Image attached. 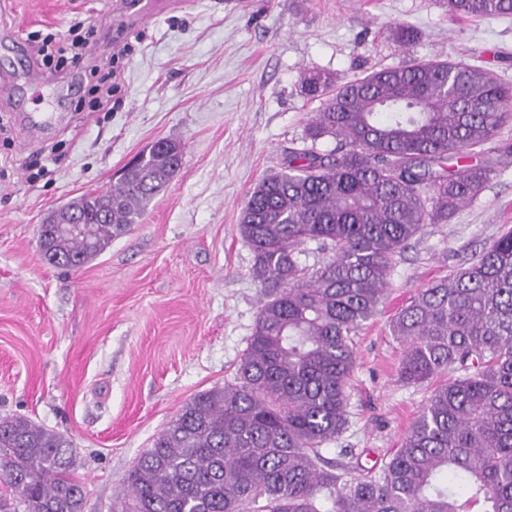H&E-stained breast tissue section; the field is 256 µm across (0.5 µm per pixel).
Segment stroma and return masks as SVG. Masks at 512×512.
I'll return each mask as SVG.
<instances>
[{"mask_svg": "<svg viewBox=\"0 0 512 512\" xmlns=\"http://www.w3.org/2000/svg\"><path fill=\"white\" fill-rule=\"evenodd\" d=\"M115 0H0V418L21 415L71 443L83 512H122L127 476L196 394L233 382L261 288L239 233L254 186L279 171L336 86L414 59L464 60L512 83V16L449 20L440 0H179L118 36ZM93 28L85 66L17 70V39ZM409 26V46L391 31ZM113 69L108 110L79 112L85 68ZM50 110L33 128L29 113ZM180 169L139 224L76 270L46 264L38 226L106 189L156 140ZM495 174L447 224L397 256L380 312L353 338L349 422L323 454L381 467L433 389L398 376L390 319L512 227V122L477 148Z\"/></svg>", "mask_w": 512, "mask_h": 512, "instance_id": "35a3bbf8", "label": "stroma"}]
</instances>
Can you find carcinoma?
I'll return each mask as SVG.
<instances>
[{
    "instance_id": "obj_1",
    "label": "carcinoma",
    "mask_w": 512,
    "mask_h": 512,
    "mask_svg": "<svg viewBox=\"0 0 512 512\" xmlns=\"http://www.w3.org/2000/svg\"><path fill=\"white\" fill-rule=\"evenodd\" d=\"M448 16L512 15V0H443ZM302 145L263 178L239 232L263 288L234 382L196 395L127 477L130 512H512V230L468 265L418 289L391 321L399 378L436 386L375 475L322 454L348 423L352 336L386 295L395 258L427 224L477 199L494 169L470 160L512 120V85L462 60H414L335 87ZM336 147L322 153L317 142ZM183 147L163 139L110 189L75 200L94 241L42 224L43 260L80 268L139 223ZM314 242L325 257L300 262ZM60 434L0 419V482L23 512H82Z\"/></svg>"
}]
</instances>
